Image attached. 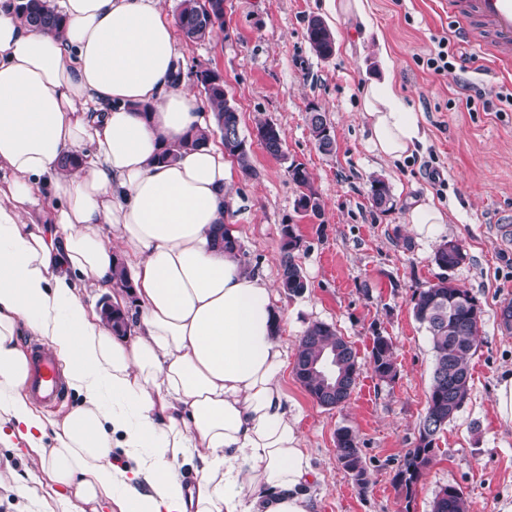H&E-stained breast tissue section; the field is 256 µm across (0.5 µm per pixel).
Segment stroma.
Segmentation results:
<instances>
[{
	"label": "stroma",
	"mask_w": 512,
	"mask_h": 512,
	"mask_svg": "<svg viewBox=\"0 0 512 512\" xmlns=\"http://www.w3.org/2000/svg\"><path fill=\"white\" fill-rule=\"evenodd\" d=\"M224 2L226 31L203 41L181 40L184 77L192 79L199 68L223 74L243 136H252L264 119L285 133L283 157L252 144V171L233 188L237 206L227 219L240 231L243 262L276 284L288 354H295L314 322L336 328L357 354V385L336 408L320 406L293 370L284 374L315 472L312 512H431L436 492L447 483L461 487L472 512H500L512 500V424L494 408L495 388L512 372V330L499 323L501 308L512 303V245L502 244L495 218L512 211V106L497 95L512 92V75H498L480 60L465 73L428 69L439 38H447L450 52L464 50L443 0H366L367 28L336 21L326 0ZM313 17L334 33L332 57H318L307 41ZM386 61L424 134L417 151L400 161L371 151L359 115L361 87L381 75ZM472 89L483 97L469 107L465 98ZM313 107L334 131L332 152L319 150L310 135ZM294 162L311 176L321 217L297 209L299 190L288 176ZM376 177L391 188L393 205L385 211L372 205ZM428 198L447 221L415 231L407 222L408 204ZM288 223L301 238L294 256L309 282L299 297L278 286L281 228ZM445 239L457 241L466 255L452 276L482 310L480 336L470 359V396L439 434L431 465L407 495L394 476L417 444L434 366L411 296L440 276L433 253ZM379 334L393 343L397 376L387 382L375 376L370 362ZM343 428L357 436L367 485H358L337 459L336 433ZM0 512H60L56 487L37 454L5 442Z\"/></svg>",
	"instance_id": "35a3bbf8"
}]
</instances>
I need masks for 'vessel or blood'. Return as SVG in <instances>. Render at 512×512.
Listing matches in <instances>:
<instances>
[{
    "label": "vessel or blood",
    "instance_id": "b4317fda",
    "mask_svg": "<svg viewBox=\"0 0 512 512\" xmlns=\"http://www.w3.org/2000/svg\"><path fill=\"white\" fill-rule=\"evenodd\" d=\"M448 16L458 33L476 53L488 58L499 71H512V0H445ZM28 394L44 405L58 403L66 384L52 353L43 345L31 346Z\"/></svg>",
    "mask_w": 512,
    "mask_h": 512
}]
</instances>
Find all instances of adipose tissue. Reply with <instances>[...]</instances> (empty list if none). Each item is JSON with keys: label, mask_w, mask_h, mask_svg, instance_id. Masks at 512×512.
<instances>
[{"label": "adipose tissue", "mask_w": 512, "mask_h": 512, "mask_svg": "<svg viewBox=\"0 0 512 512\" xmlns=\"http://www.w3.org/2000/svg\"><path fill=\"white\" fill-rule=\"evenodd\" d=\"M57 10L55 34L0 0V442L18 436L58 487L111 512H312L272 284L221 241L240 236L225 216L241 171L183 146L207 124L175 77L172 21L160 0ZM360 115L380 158L422 140L391 72L364 84ZM119 267L130 339L83 300L118 287ZM27 332L80 398L51 423L25 391Z\"/></svg>", "instance_id": "adipose-tissue-1"}]
</instances>
